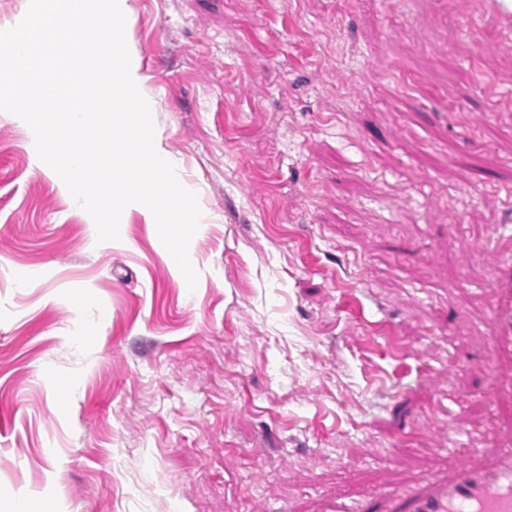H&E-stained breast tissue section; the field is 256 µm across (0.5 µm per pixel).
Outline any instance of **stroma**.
<instances>
[{"instance_id": "1", "label": "stroma", "mask_w": 512, "mask_h": 512, "mask_svg": "<svg viewBox=\"0 0 512 512\" xmlns=\"http://www.w3.org/2000/svg\"><path fill=\"white\" fill-rule=\"evenodd\" d=\"M202 221L189 289L0 112V500L330 512L447 487L512 431L488 334L512 205V27L487 0H127Z\"/></svg>"}]
</instances>
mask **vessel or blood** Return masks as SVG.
<instances>
[{"label":"vessel or blood","instance_id":"b4317fda","mask_svg":"<svg viewBox=\"0 0 512 512\" xmlns=\"http://www.w3.org/2000/svg\"><path fill=\"white\" fill-rule=\"evenodd\" d=\"M491 285L506 295L491 310L490 333L512 353V261L499 262ZM490 453L491 466L477 468L470 456ZM393 512H512V432L485 448L479 438L468 437L461 445L454 478L445 490L427 498L415 495L395 505Z\"/></svg>","mask_w":512,"mask_h":512}]
</instances>
